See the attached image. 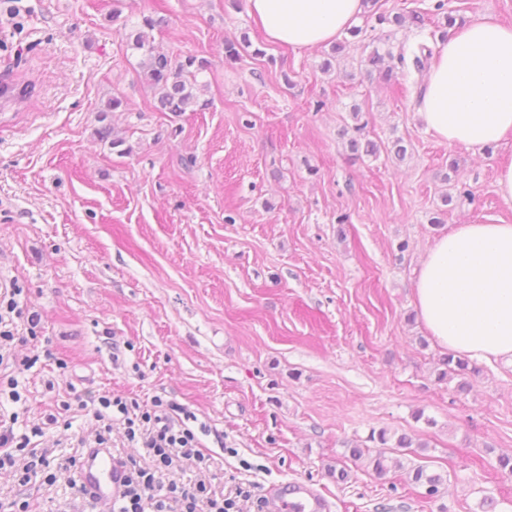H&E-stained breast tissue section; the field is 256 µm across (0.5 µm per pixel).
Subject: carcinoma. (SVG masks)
Returning a JSON list of instances; mask_svg holds the SVG:
<instances>
[{"instance_id":"carcinoma-1","label":"carcinoma","mask_w":512,"mask_h":512,"mask_svg":"<svg viewBox=\"0 0 512 512\" xmlns=\"http://www.w3.org/2000/svg\"><path fill=\"white\" fill-rule=\"evenodd\" d=\"M378 3L379 0H362L363 16L366 20H373L379 26L387 24L401 27L409 19L416 23V28L424 29V20L420 15L414 14L408 19L400 14L391 16L380 11ZM162 24L164 19L161 17L143 18L138 28L127 34V44L131 49L141 53V76L157 95V109L174 115L195 112L200 103V92L206 88V84L199 80V76L207 69V61L191 55L183 60H177L159 51L154 45L152 32ZM433 56L434 50L424 41L409 46L402 44L395 53L389 43V36H381L372 42V49L361 61V65L364 66L363 77L370 80L376 76L390 82L398 78L406 80L415 73L419 77L417 88L420 89L424 77L431 68ZM352 117L355 124L351 129L344 130V133L351 134L348 144L350 150L356 153L359 151V137L366 123L361 121V113L357 110L352 112ZM442 366L443 369L439 370L436 376L439 382L477 372V368L471 365L468 359L452 353L443 358ZM370 441L378 444V449L371 456L373 470L383 474L387 471L385 450L391 437L382 429L371 432ZM413 481L427 485L428 494L431 496L439 493V486L442 483L441 476L429 475L422 468L414 470Z\"/></svg>"}]
</instances>
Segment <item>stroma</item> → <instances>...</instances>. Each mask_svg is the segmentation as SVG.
I'll list each match as a JSON object with an SVG mask.
<instances>
[{
  "label": "stroma",
  "mask_w": 512,
  "mask_h": 512,
  "mask_svg": "<svg viewBox=\"0 0 512 512\" xmlns=\"http://www.w3.org/2000/svg\"><path fill=\"white\" fill-rule=\"evenodd\" d=\"M146 16L166 20L160 51L207 60L205 109H155L125 40ZM371 36L326 73L329 47L267 42L247 0H0V79L33 86L0 100V274L34 317L7 370L21 400L0 401L17 433L56 415L40 443L61 463L99 429L75 395L158 397L190 413L211 457L183 461L184 483L264 496L304 482L330 512H512L498 465L512 366L437 382L444 353L413 307L436 237L512 223L495 188L512 137L488 153L439 143L416 90L359 79ZM356 109L366 139L404 140V161L351 158ZM380 429L412 440L382 476L348 456ZM418 467L441 476L438 495L413 482ZM33 498L37 512H104L62 478Z\"/></svg>",
  "instance_id": "1"
}]
</instances>
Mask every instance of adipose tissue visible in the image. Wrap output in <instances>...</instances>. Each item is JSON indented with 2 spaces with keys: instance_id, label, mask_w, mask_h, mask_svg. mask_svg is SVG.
Instances as JSON below:
<instances>
[{
  "instance_id": "obj_1",
  "label": "adipose tissue",
  "mask_w": 512,
  "mask_h": 512,
  "mask_svg": "<svg viewBox=\"0 0 512 512\" xmlns=\"http://www.w3.org/2000/svg\"><path fill=\"white\" fill-rule=\"evenodd\" d=\"M269 42L296 50L332 43L362 0H247ZM417 111L437 141L480 152L512 136V23L484 15L438 46ZM414 304L441 349L512 363V223L456 225L428 247Z\"/></svg>"
}]
</instances>
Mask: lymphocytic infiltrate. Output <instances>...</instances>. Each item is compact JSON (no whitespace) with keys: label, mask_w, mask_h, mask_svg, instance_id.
Masks as SVG:
<instances>
[{"label":"lymphocytic infiltrate","mask_w":512,"mask_h":512,"mask_svg":"<svg viewBox=\"0 0 512 512\" xmlns=\"http://www.w3.org/2000/svg\"><path fill=\"white\" fill-rule=\"evenodd\" d=\"M77 407L91 411L96 420L102 421L97 444L108 443L112 424L119 421L127 439L141 440L153 459L149 469L133 462L126 464L124 489L116 500L118 512H244L250 505L263 512L264 500L254 498L251 490L243 487L224 496L202 481L183 484L172 480L167 486L159 485L157 473L174 470L184 459L205 460L192 430L170 415L162 399H154L144 408L118 394L90 396L79 399ZM42 433V427L36 426L31 434L18 436L0 419V471L11 470L18 484L29 490L57 480L46 450L31 443L32 436Z\"/></svg>","instance_id":"obj_1"}]
</instances>
